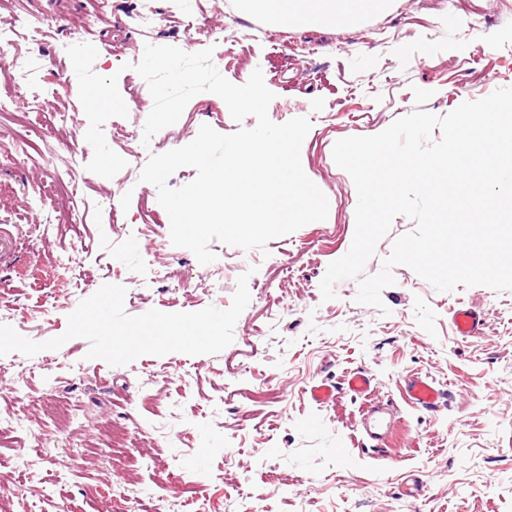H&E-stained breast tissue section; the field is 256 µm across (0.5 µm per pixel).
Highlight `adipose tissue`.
Instances as JSON below:
<instances>
[{
  "mask_svg": "<svg viewBox=\"0 0 512 512\" xmlns=\"http://www.w3.org/2000/svg\"><path fill=\"white\" fill-rule=\"evenodd\" d=\"M393 0H236L238 12L298 25L324 21L329 27L350 30L366 17L386 13Z\"/></svg>",
  "mask_w": 512,
  "mask_h": 512,
  "instance_id": "1",
  "label": "adipose tissue"
}]
</instances>
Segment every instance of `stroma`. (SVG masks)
Instances as JSON below:
<instances>
[{
  "mask_svg": "<svg viewBox=\"0 0 512 512\" xmlns=\"http://www.w3.org/2000/svg\"><path fill=\"white\" fill-rule=\"evenodd\" d=\"M44 2L0 0V24L20 15L41 29L19 51L37 62L46 109L69 115L44 157L19 166L11 159L24 140L0 117V225L19 237L12 261L0 263V323L45 341L106 283L126 287L131 315L228 308L244 274L252 299L233 343L216 355H145L113 367L87 359L88 341L73 338L31 358L0 357V426L25 421L0 446V512H28L34 492L45 495L47 512H121L129 500L139 512H187L169 488L175 479L205 512H512V291L439 292L404 265L393 268L381 310L357 302L355 280L339 281L329 301L319 288L355 230L357 192L334 162L335 142L512 87V0H395L354 31L245 17L234 0H110L101 19L90 0H59L51 12ZM148 10L157 24L145 34L136 17ZM228 13L238 23V61L218 71L241 85L262 70L274 94L271 121L311 120L301 163L329 214L263 252L211 242L217 259L203 265L172 244L158 190L140 172L150 154L190 143L201 125L230 133L256 119L235 123L219 96L203 92L143 144L152 97L138 73L120 66L149 43L206 49ZM73 30L96 47L94 71L118 77L129 136L112 148L135 162L110 179L88 174L78 191L82 224L50 229L38 198L67 157L71 129L89 126L61 51ZM308 44L317 54H305ZM78 235L86 247L76 253ZM464 304L482 315L479 335L452 328ZM356 371L372 376L369 396L342 391ZM416 375L441 390L436 410L405 399ZM323 382L339 387L334 405L309 397ZM374 403L394 415L378 454L361 427ZM116 426L128 433L120 452L111 446ZM411 473L422 482L416 498L401 492Z\"/></svg>",
  "mask_w": 512,
  "mask_h": 512,
  "instance_id": "stroma-1",
  "label": "stroma"
}]
</instances>
